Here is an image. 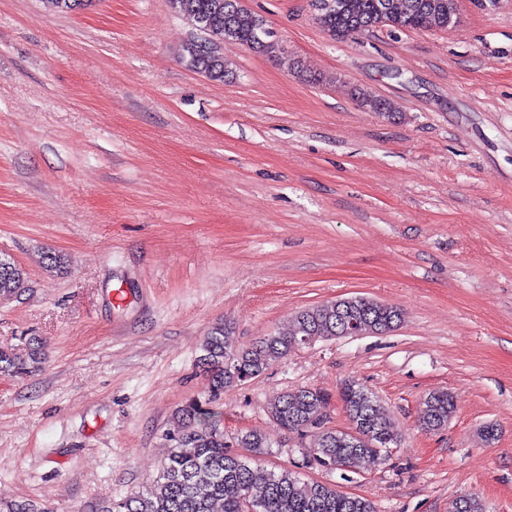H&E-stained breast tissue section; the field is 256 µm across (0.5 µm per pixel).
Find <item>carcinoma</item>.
Instances as JSON below:
<instances>
[{"instance_id": "carcinoma-1", "label": "carcinoma", "mask_w": 512, "mask_h": 512, "mask_svg": "<svg viewBox=\"0 0 512 512\" xmlns=\"http://www.w3.org/2000/svg\"><path fill=\"white\" fill-rule=\"evenodd\" d=\"M168 5L176 16L204 34L206 48L188 41L182 46L181 58L211 80L222 81L228 75L224 58L227 45L268 54L276 48L267 20L236 8L235 0H168ZM457 11V0H333V6L318 12L315 20L331 38L342 40L381 26L443 30ZM26 290L25 271L14 260L1 256L0 301L18 298ZM347 319L357 321L363 335H380L400 325L402 310L392 303L364 297L313 305L300 310L288 329L249 347L235 346L231 328L224 323L208 329L199 345V362L209 377L208 398H192L175 410L173 425L165 434L169 446L152 484L142 492L123 496L103 512H214L218 502L224 512H245L248 502L256 505L257 512H376L364 497L343 492L333 484L305 482L286 468L260 474L259 453L269 447L265 435L249 429L228 443L220 413L211 408L224 390L263 375L296 348L341 336ZM41 363L39 342L25 354L0 347V378L37 369ZM339 399L352 430L362 438H354L351 430L327 426L330 398L317 389L283 393L270 405L268 414L285 432L303 440L300 447L318 449L315 454L303 455L307 464L344 472L382 459L399 438L389 411L369 389L354 382L342 384ZM424 405L419 422L428 432L444 429L455 411L452 396L444 390L430 393ZM239 448L248 454L237 452ZM0 512L43 510L30 500H0ZM452 512L485 509L479 497L464 495L453 502Z\"/></svg>"}]
</instances>
